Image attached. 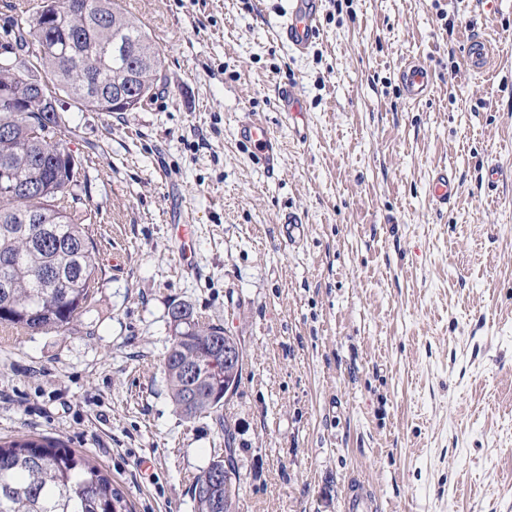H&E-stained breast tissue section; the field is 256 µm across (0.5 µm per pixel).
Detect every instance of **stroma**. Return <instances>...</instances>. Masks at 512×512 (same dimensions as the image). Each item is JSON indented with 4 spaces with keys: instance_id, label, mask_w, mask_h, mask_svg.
I'll list each match as a JSON object with an SVG mask.
<instances>
[{
    "instance_id": "obj_1",
    "label": "stroma",
    "mask_w": 512,
    "mask_h": 512,
    "mask_svg": "<svg viewBox=\"0 0 512 512\" xmlns=\"http://www.w3.org/2000/svg\"><path fill=\"white\" fill-rule=\"evenodd\" d=\"M123 4L165 65L137 111L60 100L99 281L73 333L0 326V440L84 452L132 512H195L228 429L238 512H342L352 478L379 512H512V0H320L301 52L277 35L288 0ZM412 57L435 74L417 101ZM284 83L306 141L276 110ZM252 117L282 142L276 176L238 138ZM442 167L461 185L444 213ZM175 224L196 230L187 272ZM180 304L244 351L236 394L191 419L164 373ZM399 77L407 97L417 100L427 94L433 74L428 65L421 62H410L401 68ZM280 234L288 244L299 243L305 235V226L301 218L292 212H285L280 217Z\"/></svg>"
}]
</instances>
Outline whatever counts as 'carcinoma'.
<instances>
[{
  "mask_svg": "<svg viewBox=\"0 0 512 512\" xmlns=\"http://www.w3.org/2000/svg\"><path fill=\"white\" fill-rule=\"evenodd\" d=\"M0 43V91L21 100L0 109V168L36 179L32 193L0 186V324L27 332H66L90 304L97 280L92 217L77 215L86 175L66 148L57 95L114 112L112 89L132 84L141 94L125 112L150 98L164 59L144 25L121 0H40ZM23 216H35L19 232ZM164 365L171 397L187 417L224 403L215 392H237L241 371L226 383L212 370L224 362L211 342L224 328L196 316L173 325ZM232 459L217 460L197 477L195 512H237ZM0 512H128L112 479L84 454L49 438L0 444Z\"/></svg>",
  "mask_w": 512,
  "mask_h": 512,
  "instance_id": "carcinoma-1",
  "label": "carcinoma"
}]
</instances>
